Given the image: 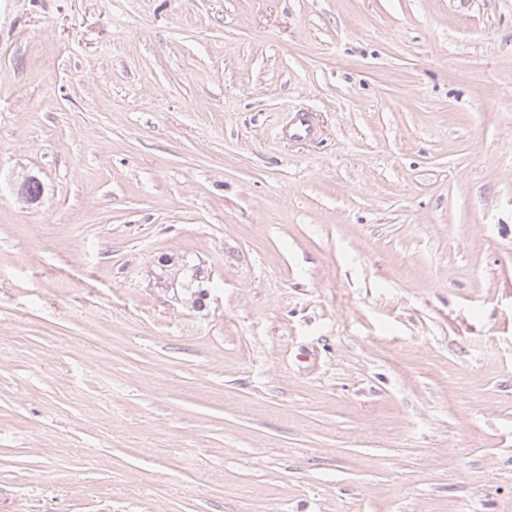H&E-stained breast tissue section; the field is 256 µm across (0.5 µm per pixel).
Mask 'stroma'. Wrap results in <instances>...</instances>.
<instances>
[{"label": "stroma", "mask_w": 512, "mask_h": 512, "mask_svg": "<svg viewBox=\"0 0 512 512\" xmlns=\"http://www.w3.org/2000/svg\"><path fill=\"white\" fill-rule=\"evenodd\" d=\"M0 512H512V0H0Z\"/></svg>", "instance_id": "1"}]
</instances>
